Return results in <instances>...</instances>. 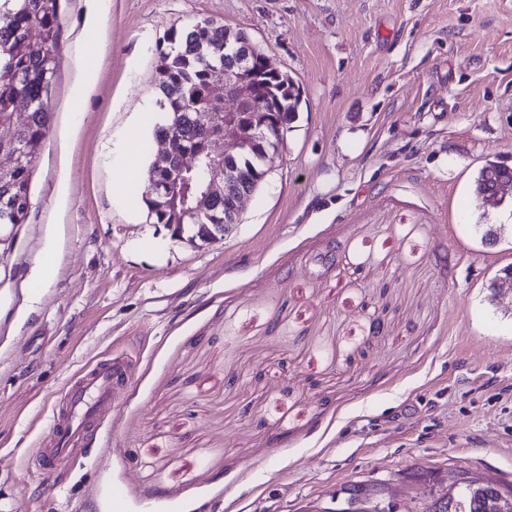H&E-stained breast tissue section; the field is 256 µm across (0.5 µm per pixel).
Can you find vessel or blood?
<instances>
[{
	"label": "vessel or blood",
	"instance_id": "1",
	"mask_svg": "<svg viewBox=\"0 0 512 512\" xmlns=\"http://www.w3.org/2000/svg\"><path fill=\"white\" fill-rule=\"evenodd\" d=\"M125 379L121 365L106 361L70 383L63 413L56 423V437L39 449L36 466L49 470L71 457L77 446L84 444L102 413L111 409L113 392Z\"/></svg>",
	"mask_w": 512,
	"mask_h": 512
}]
</instances>
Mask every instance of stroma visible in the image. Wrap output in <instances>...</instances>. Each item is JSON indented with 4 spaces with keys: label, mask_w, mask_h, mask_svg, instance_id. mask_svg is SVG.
Masks as SVG:
<instances>
[{
    "label": "stroma",
    "mask_w": 512,
    "mask_h": 512,
    "mask_svg": "<svg viewBox=\"0 0 512 512\" xmlns=\"http://www.w3.org/2000/svg\"><path fill=\"white\" fill-rule=\"evenodd\" d=\"M89 2L60 0L51 126L0 252V512H336L365 485L428 512L465 472L512 489V195L474 192L512 167V0H106L103 46ZM206 18L301 96L239 224L196 248L114 181L126 144L159 150L158 46ZM111 359L129 379L92 446L37 471L67 384ZM503 176H508L510 178L499 179ZM499 179V180H498ZM498 180L494 185L493 183ZM493 185L492 188H490ZM489 189L487 192H483L481 194L482 198L488 203L496 204L502 198L500 194L506 187H512V170L510 171L501 167L496 163H489L485 167L481 169L479 172L478 178L476 180V188ZM51 276L52 268L51 263L48 260H45L32 268L27 278V295L28 300L31 303L37 301L40 288L44 287Z\"/></svg>",
    "instance_id": "1"
}]
</instances>
